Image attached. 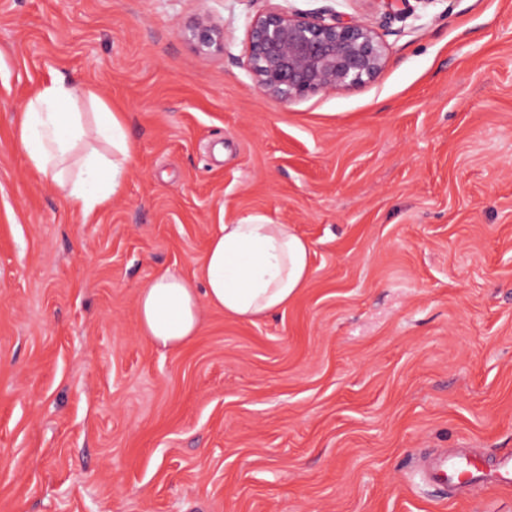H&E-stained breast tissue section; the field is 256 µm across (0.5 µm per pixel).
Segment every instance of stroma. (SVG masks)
Instances as JSON below:
<instances>
[{"instance_id": "obj_1", "label": "stroma", "mask_w": 512, "mask_h": 512, "mask_svg": "<svg viewBox=\"0 0 512 512\" xmlns=\"http://www.w3.org/2000/svg\"><path fill=\"white\" fill-rule=\"evenodd\" d=\"M325 8L386 45L362 86L292 103L245 66L250 19ZM207 11L224 52L182 26ZM0 0V512H512L449 497L437 449L512 451V0ZM54 79L94 89L134 152L92 216L16 128ZM309 241L253 322L204 307L139 333L154 276L197 280L221 224Z\"/></svg>"}]
</instances>
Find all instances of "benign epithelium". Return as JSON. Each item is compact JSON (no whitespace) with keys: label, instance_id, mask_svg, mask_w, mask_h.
<instances>
[{"label":"benign epithelium","instance_id":"7a95c632","mask_svg":"<svg viewBox=\"0 0 512 512\" xmlns=\"http://www.w3.org/2000/svg\"><path fill=\"white\" fill-rule=\"evenodd\" d=\"M182 35L201 53H224V28L206 11ZM385 61L372 26L334 12L308 15L275 6L248 24L246 67L254 86L282 103L358 87L376 77Z\"/></svg>","mask_w":512,"mask_h":512}]
</instances>
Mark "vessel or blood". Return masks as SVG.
<instances>
[{
	"label": "vessel or blood",
	"instance_id": "b4317fda",
	"mask_svg": "<svg viewBox=\"0 0 512 512\" xmlns=\"http://www.w3.org/2000/svg\"><path fill=\"white\" fill-rule=\"evenodd\" d=\"M420 476L429 484L451 489L476 486L484 481L512 484V453L483 460L466 453H439L425 458Z\"/></svg>",
	"mask_w": 512,
	"mask_h": 512
}]
</instances>
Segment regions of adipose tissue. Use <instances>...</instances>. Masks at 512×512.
Here are the masks:
<instances>
[{"label":"adipose tissue","instance_id":"ef3b65f1","mask_svg":"<svg viewBox=\"0 0 512 512\" xmlns=\"http://www.w3.org/2000/svg\"><path fill=\"white\" fill-rule=\"evenodd\" d=\"M82 100L93 115L79 111ZM18 142L30 167L62 187L67 204L86 216L118 192L132 156L118 113L93 89L61 80L29 99ZM309 256V243L292 225L258 215L219 225L209 238L198 282L163 273L140 289V333L175 349L198 333L203 307L250 322L286 309L308 282Z\"/></svg>","mask_w":512,"mask_h":512}]
</instances>
